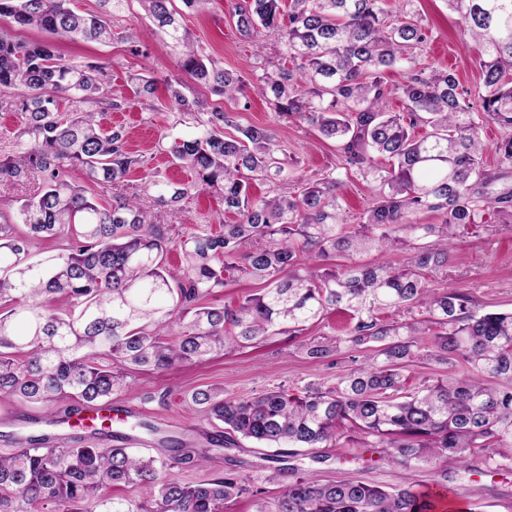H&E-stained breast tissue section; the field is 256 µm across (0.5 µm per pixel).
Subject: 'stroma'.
Returning a JSON list of instances; mask_svg holds the SVG:
<instances>
[{"mask_svg": "<svg viewBox=\"0 0 512 512\" xmlns=\"http://www.w3.org/2000/svg\"><path fill=\"white\" fill-rule=\"evenodd\" d=\"M236 2L203 0L189 8L182 0H173L180 22L199 52L246 81L244 90L232 100L211 94L194 81L188 84L189 93L233 113L240 127L270 128L288 157L290 180H315L330 171L343 177L346 218L348 223H357L376 197L375 183L358 174L346 175L335 140L298 119L273 112L258 89V78L265 61L275 60V49L270 46L257 51L254 43L238 33L233 17ZM409 7L420 15L427 32L426 42L415 51L417 60L451 69L463 88L478 90L481 80L474 63L473 44L463 33L457 15L449 10L447 0H411ZM57 49L70 63H93L104 68L108 94L104 101L89 104L88 109L97 113L103 127L124 129L129 151L140 160L127 177L129 186H140L148 178L193 181V173L158 151L157 142L163 132L182 139L194 137L202 132V125L178 112L164 90H157L151 97L138 92L137 76L163 80L175 73L180 55L179 47L149 17L142 0H125L112 19L110 42L61 41ZM228 219L221 196L210 191L183 199L168 208L164 216L165 223L185 232H216ZM439 275L454 282L484 309L512 310V217L497 213L492 207L481 212L474 224L458 231L452 256ZM297 342L276 335L250 348L220 351L202 363L181 364L162 373L150 369L134 371L128 387L113 396L112 404L117 408L126 404L138 406L140 418L153 425V432L144 433L145 443L138 446V453H159L168 437L209 449L212 459L207 467L175 469V476L185 482L203 481L232 468L258 478L257 488L268 500L298 474L323 482L398 485L399 473L390 463L380 460L374 449L353 441L330 448L295 449L288 459L287 471L275 484L259 479L269 464V449L240 438L221 447H209L208 436L220 432L221 427L204 413L187 411L182 404L183 394L217 387L223 389L225 397L237 398L277 388L295 393L313 382L332 387L337 376L352 366L348 360L338 364L311 361L298 349ZM415 480L423 491L447 486L442 512H512V468L487 471L480 452L470 457L468 469H452L445 475L434 465H421Z\"/></svg>", "mask_w": 512, "mask_h": 512, "instance_id": "obj_1", "label": "stroma"}]
</instances>
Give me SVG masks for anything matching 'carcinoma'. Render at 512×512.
Wrapping results in <instances>:
<instances>
[{"instance_id":"1","label":"carcinoma","mask_w":512,"mask_h":512,"mask_svg":"<svg viewBox=\"0 0 512 512\" xmlns=\"http://www.w3.org/2000/svg\"><path fill=\"white\" fill-rule=\"evenodd\" d=\"M81 15L69 0H0V17L47 40L0 32V109L22 114L20 154L0 155V179L31 174L40 187L18 207L21 235L0 225V400L65 402L67 413L102 405L127 386L122 367L164 371L201 361L224 347L249 348L268 336L298 338L306 324L343 309L345 334L302 343L320 362L352 350L362 362L336 386L308 385L299 394L271 390L226 398L220 388L191 392L185 403L224 423V434L276 448L261 475L274 482L290 448H324L355 432L373 440L396 467L401 484L385 489L359 481L322 483L298 476L256 512H436L437 501L414 490L423 463L463 466L474 449L490 469L512 461V310L481 311L466 293L428 274L448 266L454 231L476 223L492 204L512 213V188L488 196L497 180L485 167L484 125L512 129V0H448L474 43L482 75L477 90L460 88L451 70L422 66L411 54L426 40L419 18L386 0H242L234 16L240 35L274 42L292 62L259 77L280 116L295 117L336 141L345 169L369 177L379 193L352 228L333 174L255 197L249 181L277 179L282 149L265 127L241 128L220 106L183 93L182 75L218 96L242 91L234 76L199 54L177 19L172 0H142L156 26L183 48L177 74L163 80L184 115L208 113L203 132L165 147L190 168L192 182L150 180L140 193L104 200L90 186L118 187L139 160L124 130L102 128L94 112H60V101H98L108 92L97 65H73L52 37L104 41L124 0H99ZM409 64L400 87L402 111L386 109L385 73ZM419 127L425 134L417 135ZM80 173L83 183L71 174ZM219 190L236 216L219 232L182 235L161 223L165 209L191 194ZM153 193L156 213L140 206ZM437 216L417 224L416 213ZM69 236L74 244L34 260L29 237ZM371 248L407 250L401 263L367 266L355 256ZM183 252L171 269L166 257ZM347 260L337 264L335 260ZM260 284L236 304L219 303L226 276ZM68 305L59 313L49 302ZM423 359L453 370L405 387L406 363ZM0 456V512H224L250 492V479L228 470L185 483L171 470L207 459L195 448L164 456L136 454L112 443L79 438L49 446L41 437L15 438ZM114 486L143 488L146 499L112 497Z\"/></svg>"}]
</instances>
